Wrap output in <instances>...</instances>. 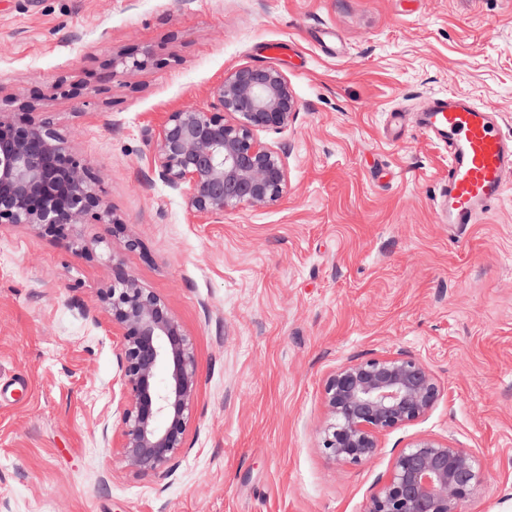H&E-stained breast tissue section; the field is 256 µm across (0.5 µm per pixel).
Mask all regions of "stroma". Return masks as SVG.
Segmentation results:
<instances>
[{"label": "stroma", "instance_id": "35a3bbf8", "mask_svg": "<svg viewBox=\"0 0 512 512\" xmlns=\"http://www.w3.org/2000/svg\"><path fill=\"white\" fill-rule=\"evenodd\" d=\"M271 40L294 56L270 55ZM132 51L150 65L112 72ZM266 65L299 106L260 135L287 190L207 223L153 173L147 132ZM62 79L92 96H64ZM440 94L492 109L512 134V0H0V110L34 102L139 241L83 225L88 259L0 226V512H365L418 435L479 454L485 481L464 512H512V190L477 223H438L448 154L415 122ZM114 251L193 344L198 385L169 478L133 476L118 450L119 339L92 320ZM397 351L432 369L440 400L370 462H332L326 376Z\"/></svg>", "mask_w": 512, "mask_h": 512}]
</instances>
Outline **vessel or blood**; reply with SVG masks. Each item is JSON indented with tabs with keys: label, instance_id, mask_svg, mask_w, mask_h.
I'll return each mask as SVG.
<instances>
[{
	"label": "vessel or blood",
	"instance_id": "obj_1",
	"mask_svg": "<svg viewBox=\"0 0 512 512\" xmlns=\"http://www.w3.org/2000/svg\"><path fill=\"white\" fill-rule=\"evenodd\" d=\"M416 127L448 149V179L440 190L441 223H476L512 189V137L502 133L490 109L443 95L421 113Z\"/></svg>",
	"mask_w": 512,
	"mask_h": 512
}]
</instances>
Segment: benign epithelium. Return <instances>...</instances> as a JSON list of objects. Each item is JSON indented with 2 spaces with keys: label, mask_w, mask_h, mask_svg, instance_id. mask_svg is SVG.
<instances>
[{
  "label": "benign epithelium",
  "mask_w": 512,
  "mask_h": 512,
  "mask_svg": "<svg viewBox=\"0 0 512 512\" xmlns=\"http://www.w3.org/2000/svg\"><path fill=\"white\" fill-rule=\"evenodd\" d=\"M149 54L112 58V71L147 66ZM298 102L275 66H245L211 90L208 109L178 108L150 134L151 166L182 193L197 217L221 223L224 213L277 202L288 185L282 154L258 133H280ZM99 176L69 138L43 118L0 112V224H23L75 253L93 248L78 237L84 224H125L97 190ZM101 307L122 340L120 456L136 476L174 475L186 448L189 411L197 390L192 347L165 301L143 287L122 263L99 291ZM442 395L432 370L396 352L350 360L323 386L327 420L321 448L339 464L371 461L381 437L426 416ZM484 482L476 454L431 435L412 438L395 456L365 512H462Z\"/></svg>",
  "instance_id": "obj_1"
}]
</instances>
